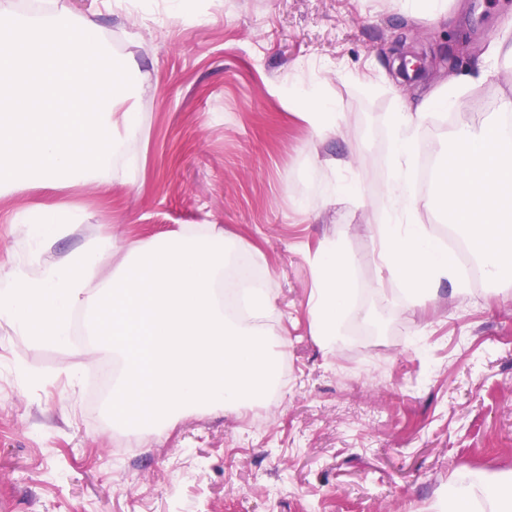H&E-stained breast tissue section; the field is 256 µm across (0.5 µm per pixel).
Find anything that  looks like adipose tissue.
Masks as SVG:
<instances>
[{
	"label": "adipose tissue",
	"instance_id": "ef3b65f1",
	"mask_svg": "<svg viewBox=\"0 0 512 512\" xmlns=\"http://www.w3.org/2000/svg\"><path fill=\"white\" fill-rule=\"evenodd\" d=\"M504 64L512 65V40L505 38L490 42L416 107H401L389 118L395 176L386 189L391 221L378 228L380 260L420 300L432 298L442 281H462L438 239L418 224L423 208L451 214L487 279L512 277V204L506 201L512 133L498 125L461 127L434 166L433 191L416 195L411 183L417 140L430 114L461 111L459 88L487 83ZM26 234L27 262L0 264V329L31 346H68L73 319L81 317L89 348L111 352L121 365L106 400L113 426L153 436L185 411L239 409L272 390L276 351L265 322L274 299L265 287H253L249 323L227 317L221 293L237 251L216 225L122 245L112 235L85 232L76 207L43 202L33 208ZM71 234L82 235L80 245L55 254L54 240ZM118 250L121 261L103 275L104 258ZM352 266L336 241L324 246L317 262L309 318L328 346L352 293ZM438 512H512V476L490 480L470 472Z\"/></svg>",
	"mask_w": 512,
	"mask_h": 512
}]
</instances>
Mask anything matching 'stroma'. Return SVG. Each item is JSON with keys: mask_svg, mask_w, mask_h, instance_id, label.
I'll use <instances>...</instances> for the list:
<instances>
[{"mask_svg": "<svg viewBox=\"0 0 512 512\" xmlns=\"http://www.w3.org/2000/svg\"><path fill=\"white\" fill-rule=\"evenodd\" d=\"M417 18L399 0H41L91 19L113 58L154 91L138 96L126 155L58 200L87 231L130 241L194 224L240 238L267 276L286 338L281 389L261 408L184 415L150 441L116 430L91 391L98 355L29 346L0 330V497L12 512H432L470 471L512 475V282L461 275L411 304L387 281L376 226L392 180L388 117L512 38V0H447ZM425 60L418 79L398 55ZM512 70L462 90L453 124L424 130L443 150L454 125L494 119ZM335 104L337 133L316 136L304 96ZM321 165H313V156ZM357 190L333 198L331 184ZM28 181L0 195V260H24L13 221L41 202ZM353 258L354 295L334 346L314 336L312 260L324 242ZM75 368L69 387L65 368Z\"/></svg>", "mask_w": 512, "mask_h": 512, "instance_id": "35a3bbf8", "label": "stroma"}]
</instances>
